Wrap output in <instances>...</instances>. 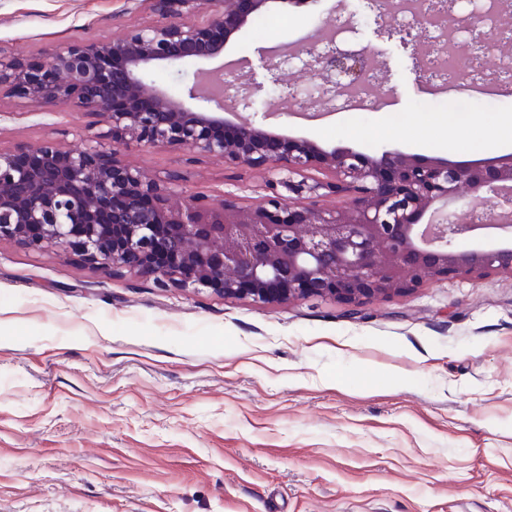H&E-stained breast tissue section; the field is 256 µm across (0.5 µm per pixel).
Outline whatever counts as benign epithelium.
Returning <instances> with one entry per match:
<instances>
[{
	"mask_svg": "<svg viewBox=\"0 0 512 512\" xmlns=\"http://www.w3.org/2000/svg\"><path fill=\"white\" fill-rule=\"evenodd\" d=\"M157 19L112 40L74 37L43 61L0 56V93L45 107L74 106L107 127L110 144L64 149L47 137L0 151V241L39 250L54 243L92 268L150 276L164 288L254 303L333 299L350 311L404 295L427 278L478 281L512 273V242L462 249L459 241L512 223H461L488 202H512V156L449 162L398 150L369 155L224 119V101L198 82L176 97L155 84L159 69L181 78L188 63L224 53L233 36L277 4L316 0H151ZM297 56L320 96L362 83L370 52L347 55L308 38ZM260 87L233 96L245 111ZM178 151L191 163L221 158L265 175L249 206L183 195L175 179L130 166L132 147ZM331 181L306 176L310 169ZM342 197L327 208L322 200ZM433 220L419 229L426 214Z\"/></svg>",
	"mask_w": 512,
	"mask_h": 512,
	"instance_id": "benign-epithelium-1",
	"label": "benign epithelium"
}]
</instances>
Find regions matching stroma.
<instances>
[{
    "label": "stroma",
    "mask_w": 512,
    "mask_h": 512,
    "mask_svg": "<svg viewBox=\"0 0 512 512\" xmlns=\"http://www.w3.org/2000/svg\"><path fill=\"white\" fill-rule=\"evenodd\" d=\"M267 39L238 34L213 67L247 60L249 110L269 131L325 149H398L451 161L488 146L512 97L453 99L422 80L416 43L373 0L273 12ZM147 0H0V53L44 58L78 36L108 40L153 21ZM348 23L376 51L384 109L363 125L296 78L280 98L266 45ZM406 125L391 126L390 111ZM96 116L0 95V149L99 140ZM128 161L189 192L246 206L254 171L148 148ZM0 512H512V274L425 282L349 316L309 298L257 305L94 269L61 247L0 242Z\"/></svg>",
    "instance_id": "1"
}]
</instances>
